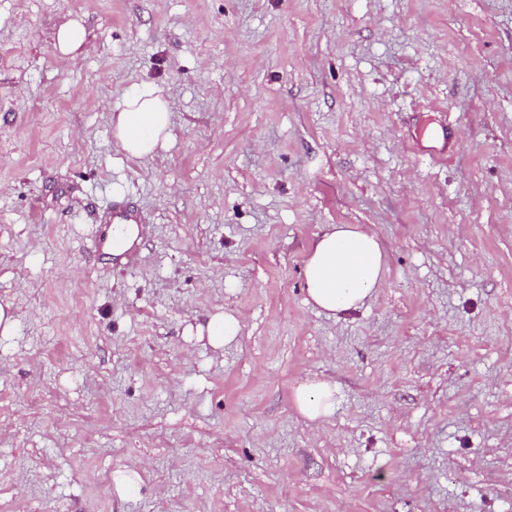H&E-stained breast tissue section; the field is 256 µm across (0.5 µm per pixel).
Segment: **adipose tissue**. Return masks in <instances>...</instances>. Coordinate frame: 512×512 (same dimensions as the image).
I'll use <instances>...</instances> for the list:
<instances>
[{"label": "adipose tissue", "mask_w": 512, "mask_h": 512, "mask_svg": "<svg viewBox=\"0 0 512 512\" xmlns=\"http://www.w3.org/2000/svg\"><path fill=\"white\" fill-rule=\"evenodd\" d=\"M170 102L153 91L127 95L112 119L113 134L133 159L154 157L170 138ZM387 256L379 239L356 224H334L318 236L304 264L307 301L330 317L363 306L381 284ZM335 388L326 380L300 385L294 401L308 421L326 419L335 409Z\"/></svg>", "instance_id": "ef3b65f1"}]
</instances>
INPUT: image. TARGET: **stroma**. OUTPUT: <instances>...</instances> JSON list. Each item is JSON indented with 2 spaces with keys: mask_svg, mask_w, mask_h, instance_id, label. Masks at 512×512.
<instances>
[{
  "mask_svg": "<svg viewBox=\"0 0 512 512\" xmlns=\"http://www.w3.org/2000/svg\"><path fill=\"white\" fill-rule=\"evenodd\" d=\"M144 85L172 139L133 161ZM332 224L388 261L338 319L303 286ZM7 303L0 512H512V0H0ZM86 27L77 21L62 24L56 33V43L63 56L76 52L86 41ZM155 91H136L127 95L119 112L112 116L113 134L132 159L157 155L170 139L171 104ZM112 223L116 224L113 237L118 240L113 248L117 256L129 250L139 234L136 227L139 223L137 214L125 207H112L110 212ZM241 321L228 313H218L210 317L205 328H198V334H207L208 342L216 349H222L234 343L241 333ZM335 387L326 380H308L295 392L298 413L308 421H322L335 409Z\"/></svg>",
  "mask_w": 512,
  "mask_h": 512,
  "instance_id": "stroma-1",
  "label": "stroma"
}]
</instances>
